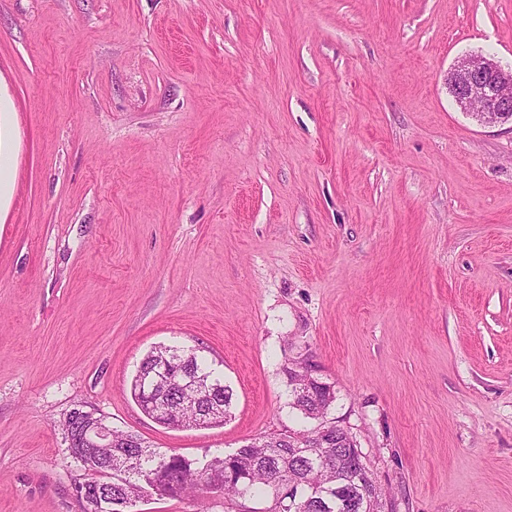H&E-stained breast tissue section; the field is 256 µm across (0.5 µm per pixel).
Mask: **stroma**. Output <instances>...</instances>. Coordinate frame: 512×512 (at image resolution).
<instances>
[{"instance_id": "35a3bbf8", "label": "stroma", "mask_w": 512, "mask_h": 512, "mask_svg": "<svg viewBox=\"0 0 512 512\" xmlns=\"http://www.w3.org/2000/svg\"><path fill=\"white\" fill-rule=\"evenodd\" d=\"M471 54L512 66V0H0V512H83L78 404L189 457L301 428V357L382 512H512V124L457 107ZM173 343L224 424L133 400ZM202 348H184L180 345L170 346H158L147 353L142 359L136 374L133 376L131 381V395L136 403L141 408L142 412L148 417L152 418L157 423L166 426L167 428L181 429L190 427H211L221 425L224 423L227 413L230 414L233 392L229 386L224 385V378L215 368H212L211 363L205 355L202 354L204 350ZM163 358H172L176 362H181L182 366L185 364L193 368V371L197 372L198 375L206 377L204 380L190 378L187 383L193 382L199 390L205 391L208 386L214 390V399L222 403L221 407L218 403L210 404L207 403V408L204 410L203 416L212 414H221L223 411V419L221 420H208L202 421L195 420L192 423L193 414L186 410L177 411L175 415L166 416L164 419H159L154 416L153 410L150 408V403L156 398H163L170 405L174 404L178 396H180V390L170 384L167 378L162 376V372L156 369V365ZM163 366L166 365V361L163 359ZM182 366L180 369H182ZM155 370L158 373L155 374ZM153 390L151 395H148ZM224 412L226 415H224ZM231 415V414H230ZM297 378H304L302 372L298 370L293 375L292 371L289 370L288 383L291 387L290 401L288 402L289 408L292 411H297L304 419L322 420L328 414L336 399L333 388L323 381V385H313L307 392L301 393L295 385ZM327 424L335 425L334 422L322 420L321 426Z\"/></svg>"}]
</instances>
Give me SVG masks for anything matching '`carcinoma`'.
<instances>
[{
  "label": "carcinoma",
  "instance_id": "cac0c4a2",
  "mask_svg": "<svg viewBox=\"0 0 512 512\" xmlns=\"http://www.w3.org/2000/svg\"><path fill=\"white\" fill-rule=\"evenodd\" d=\"M163 358L187 364L206 377L214 390V399L222 403L224 412L231 410L233 392L224 384L223 375L212 368L201 349L180 345L158 346L142 359L131 381V395L142 412L157 423L173 429L211 427L224 420L192 421V413L181 410L164 419L154 416L150 403L157 398L174 404L180 390L167 378L155 374ZM303 377L301 371L288 373L291 387L289 408L307 420L318 421L327 414L336 396L331 385H314L307 392L297 390L295 382ZM120 439L134 438V443L112 449V472L92 471V482L112 481V503L118 504L134 497L138 500L156 496H201L209 490L224 492V508L241 506L242 500L264 492L271 495L265 512H377L380 502L362 505L359 487L369 488L370 494L380 492L370 471L358 470L346 444L336 440V428L325 437L324 451L305 455L301 449L288 446L278 435H265L230 454L189 458L167 453L144 445L131 432L118 430ZM292 488L289 498L280 494V486Z\"/></svg>",
  "mask_w": 512,
  "mask_h": 512
}]
</instances>
